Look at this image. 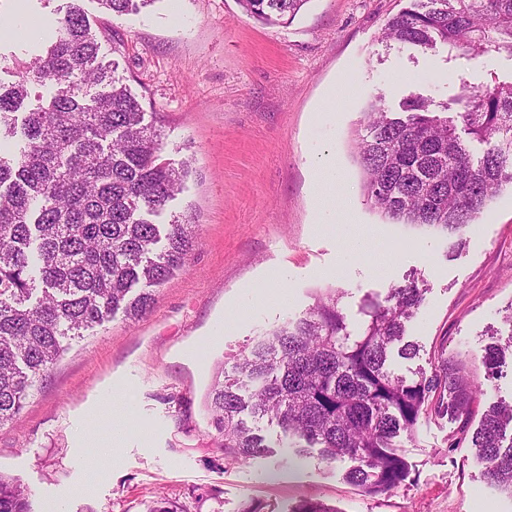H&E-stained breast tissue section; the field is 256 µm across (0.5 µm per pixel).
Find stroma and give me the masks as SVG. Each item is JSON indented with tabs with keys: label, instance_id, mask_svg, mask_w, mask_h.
Returning <instances> with one entry per match:
<instances>
[{
	"label": "stroma",
	"instance_id": "stroma-1",
	"mask_svg": "<svg viewBox=\"0 0 512 512\" xmlns=\"http://www.w3.org/2000/svg\"><path fill=\"white\" fill-rule=\"evenodd\" d=\"M63 0H0V82L12 61L42 54ZM81 5L147 117L168 133L165 155L191 174L172 202L198 235L186 271L155 290L138 319L116 315L70 345L21 414L0 427V474L29 490L31 512L56 500L66 512H147L167 498L181 512H289L300 499L337 512H512L462 439L488 406L512 401V367L489 376L486 344L512 337V188L473 225L465 249L365 205L352 140L371 101L399 111L413 95L452 103L461 81L512 77V57L471 59L388 42L382 30L411 0H309L288 26L268 27L237 0H156L136 15ZM340 179H315L321 157ZM332 216L319 223L320 213ZM427 293L407 326L420 355L392 364L428 367L440 349L466 357L479 389L467 415L429 412L403 452L412 485L371 498L347 482L345 464L311 455L297 464L275 445L231 461L207 407L217 366L231 368L266 331L310 308L327 288L358 324L363 301L407 277ZM123 432L99 453L103 416Z\"/></svg>",
	"mask_w": 512,
	"mask_h": 512
}]
</instances>
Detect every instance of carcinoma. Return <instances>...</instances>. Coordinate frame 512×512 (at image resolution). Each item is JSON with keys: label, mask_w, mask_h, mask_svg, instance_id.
Listing matches in <instances>:
<instances>
[{"label": "carcinoma", "mask_w": 512, "mask_h": 512, "mask_svg": "<svg viewBox=\"0 0 512 512\" xmlns=\"http://www.w3.org/2000/svg\"><path fill=\"white\" fill-rule=\"evenodd\" d=\"M155 2L98 0L117 16ZM309 2L238 0L269 26L291 23ZM60 13L56 39L37 61H15V83L0 84V132L17 139L12 154L0 155V427L21 413L71 341L120 311L145 313L153 288L185 270L197 239L186 219L156 222L183 191L190 164L165 158L162 126L145 121L117 67L98 61L77 0ZM382 37L423 51L443 45L477 57L492 47L512 56V0H413ZM31 84L57 90L21 114ZM455 104L454 112L437 110L414 96L401 118L375 101L354 140L365 204L388 221L445 234L453 254L487 203L512 186V80L464 81ZM460 129L484 145L480 156ZM425 293L411 279L368 299L354 332L342 291L328 288L302 316L265 333L233 374L212 384L208 408L224 453L240 461L268 453L247 413L276 424L279 444L299 459L315 448L330 464L351 462L345 479L367 496L411 484L402 436L432 409L463 416L477 396L444 349L428 370L405 376L391 368L395 354L419 356L404 336ZM508 352L512 338L484 348L491 374ZM468 443L491 486L512 497V403L491 405ZM0 512H31L20 480L0 476ZM291 512L339 510L302 499Z\"/></svg>", "instance_id": "carcinoma-1"}]
</instances>
